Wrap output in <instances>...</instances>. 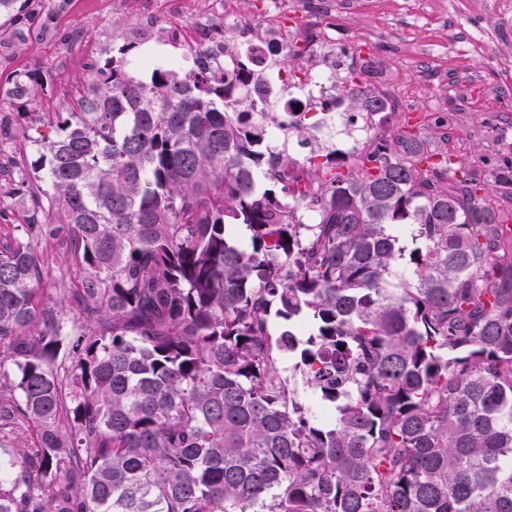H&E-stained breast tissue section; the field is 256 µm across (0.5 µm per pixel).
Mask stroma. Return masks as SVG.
Masks as SVG:
<instances>
[{"instance_id": "obj_1", "label": "stroma", "mask_w": 512, "mask_h": 512, "mask_svg": "<svg viewBox=\"0 0 512 512\" xmlns=\"http://www.w3.org/2000/svg\"><path fill=\"white\" fill-rule=\"evenodd\" d=\"M23 12L21 54L0 59V90L20 73L50 71L48 86L35 89L30 127H42L56 113L77 107L78 92L91 62L111 55L134 24L140 0H18ZM357 13L333 17L327 6L314 9L304 22H288V43L313 41L316 32L339 24V51L362 44L378 67L366 86L389 98L410 101L411 111L392 113L381 135L391 137L406 123L425 120L443 87L477 79L487 93L481 99L448 97L445 126L426 129L429 148L452 154L459 175L478 172L488 180L496 162L512 159V7L501 0H420L428 22L416 21L401 0H359ZM53 278L43 285L47 308L55 315L79 320L68 292V246L62 239L43 247Z\"/></svg>"}]
</instances>
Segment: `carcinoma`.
Here are the masks:
<instances>
[{
  "instance_id": "obj_1",
  "label": "carcinoma",
  "mask_w": 512,
  "mask_h": 512,
  "mask_svg": "<svg viewBox=\"0 0 512 512\" xmlns=\"http://www.w3.org/2000/svg\"><path fill=\"white\" fill-rule=\"evenodd\" d=\"M134 48L6 191L36 206L0 247V512H512V164L485 190L408 129L295 185L223 69ZM373 69L345 111L386 110ZM60 236L95 330L43 308Z\"/></svg>"
}]
</instances>
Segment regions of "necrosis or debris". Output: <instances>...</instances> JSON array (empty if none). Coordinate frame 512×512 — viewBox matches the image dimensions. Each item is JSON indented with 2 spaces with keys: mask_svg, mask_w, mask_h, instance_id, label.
Returning <instances> with one entry per match:
<instances>
[{
  "mask_svg": "<svg viewBox=\"0 0 512 512\" xmlns=\"http://www.w3.org/2000/svg\"><path fill=\"white\" fill-rule=\"evenodd\" d=\"M308 8V0H270L271 22L258 31L236 11L232 0H207L191 27L178 21L161 24L159 8L149 7L138 15L130 34L141 44H181L188 56L202 55L223 62L226 82L248 91L255 106L249 119L263 122L265 145L270 151L279 150L289 125L305 111L320 113L324 137L333 138L338 131L352 129L353 137L342 142L340 149L354 153L364 146L363 139L356 137V130H373L384 115L376 112L354 116L343 112L334 51L307 59L304 82L290 89L280 86L279 75L270 64L272 57L288 51V44L280 35L281 21L290 16L302 19Z\"/></svg>",
  "mask_w": 512,
  "mask_h": 512,
  "instance_id": "obj_1",
  "label": "necrosis or debris"
}]
</instances>
